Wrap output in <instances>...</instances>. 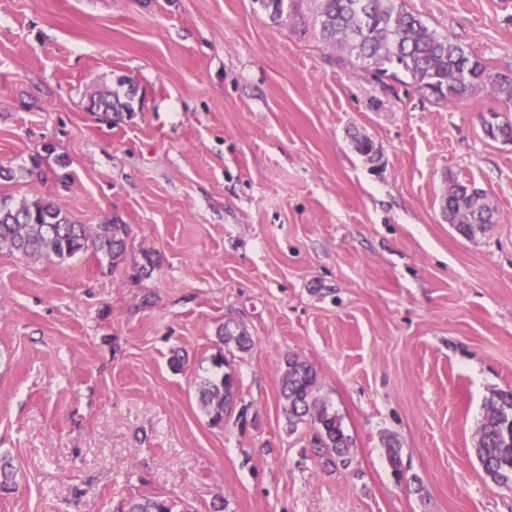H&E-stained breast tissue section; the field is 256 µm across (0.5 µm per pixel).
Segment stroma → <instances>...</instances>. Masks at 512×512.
<instances>
[{"mask_svg": "<svg viewBox=\"0 0 512 512\" xmlns=\"http://www.w3.org/2000/svg\"><path fill=\"white\" fill-rule=\"evenodd\" d=\"M512 74V0H405ZM319 0H0V198L126 225L120 265L0 250V512H512L474 455L512 389V103L436 102L323 41ZM129 79L133 114L92 112ZM369 138L376 157L355 148ZM497 211L465 238L450 179ZM157 264L134 278L142 251ZM251 424L210 426L197 386L217 328ZM180 356L179 367L170 359ZM352 438L326 470L289 432L288 356ZM416 484L396 483L387 440ZM217 337L229 352L232 351L231 346L237 351H248L252 344L251 336H249L247 329L242 324L230 321L225 322L218 329ZM174 505L160 498L131 497L116 512H174Z\"/></svg>", "mask_w": 512, "mask_h": 512, "instance_id": "35a3bbf8", "label": "stroma"}]
</instances>
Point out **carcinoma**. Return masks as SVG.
<instances>
[{
	"label": "carcinoma",
	"instance_id": "1",
	"mask_svg": "<svg viewBox=\"0 0 512 512\" xmlns=\"http://www.w3.org/2000/svg\"><path fill=\"white\" fill-rule=\"evenodd\" d=\"M318 18L322 38L342 49L352 65L376 58L382 72L392 75L395 82L438 101L470 98L489 89L497 98L512 102V75L492 70L456 40L438 34L408 10L404 0H320ZM91 99L109 119L134 112L131 89L123 96L96 91ZM484 197L483 190L457 180L443 198L448 220L466 237L496 223L495 210ZM127 237L125 224H81L49 199L0 205V249L27 258L51 262L91 249L109 257L116 267L125 260ZM217 337L227 349L245 352L251 347V336L239 323H224ZM228 364L225 355L215 354L212 365L222 375L205 378L198 386L199 403L209 424L218 428L235 412L243 421L248 418V408H237L238 380L224 370ZM317 392L316 369L296 355L289 357L280 386L288 431L293 433L301 425L311 428L310 444L318 461L326 468L347 467L352 461L351 438L342 418L329 410ZM474 452L492 482L512 485V390L496 391L487 400ZM385 457L396 481L407 480L398 442H387ZM116 512H174V505L160 498L132 497Z\"/></svg>",
	"mask_w": 512,
	"mask_h": 512
}]
</instances>
